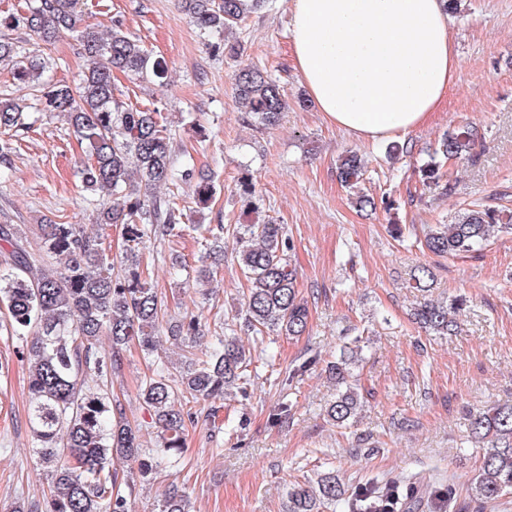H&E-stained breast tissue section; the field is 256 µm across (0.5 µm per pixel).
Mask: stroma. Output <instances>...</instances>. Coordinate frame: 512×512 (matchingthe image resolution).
<instances>
[{
	"mask_svg": "<svg viewBox=\"0 0 512 512\" xmlns=\"http://www.w3.org/2000/svg\"><path fill=\"white\" fill-rule=\"evenodd\" d=\"M81 24L126 30L168 65L166 80L117 75V99L159 109L173 139L175 163L191 162L212 175L213 200L195 198V185L178 193L194 221L282 225L294 249L288 258L309 310L307 331L266 337L253 350L259 377L247 396L224 401V425L205 419L206 404L185 432L181 471L158 474L137 487L132 512H156L169 485L186 491L193 512H283L290 483L336 471L346 485L372 478L419 475L454 483V505L419 500L414 512H512L508 503L481 505L470 493L484 450L468 434L470 412L512 402V234L492 239L466 256L437 257L419 243L426 224L452 223L458 211L479 206L512 214V0H463L450 15L459 57L458 77L428 123L398 138L405 151L389 158L385 145L366 143L330 125L307 97L294 69L288 31L291 0H271L237 30L238 59L214 55L205 35L178 0H80ZM41 54L53 66L46 78L79 83L86 67L77 33H65ZM252 64L279 82L290 101L283 119L265 128L240 108L232 73ZM23 100L27 127L15 132L14 153L0 160V224L20 230L31 253L42 255L41 226L47 221L81 225L104 239L112 252L122 246L118 226L94 222L96 194L79 169L86 158L71 127L40 110L32 87L0 70V101ZM470 125L478 134L472 160L449 165L447 186H425L417 170L444 131ZM362 154L367 168L358 190L393 201L392 210L359 212L353 190L336 179V162L347 151ZM252 176L256 209H248L238 183ZM149 281L163 296L170 321L203 314L196 349L206 348L215 319L237 326L248 282L232 248L205 253L199 239L153 237L140 248ZM434 274L433 298L465 296L453 315L458 328L432 336L411 313L422 296L411 288L419 265ZM213 281L200 279L201 268ZM359 340L363 360L353 374L366 399L357 422L337 426L326 408L336 395L325 366L344 345ZM21 343L0 329V512L38 504L47 480L32 449L28 371ZM122 368L108 390L139 428L144 447L159 441V428L139 397L150 364L137 346L123 350ZM289 374L287 387L271 385ZM286 417H277L281 402Z\"/></svg>",
	"mask_w": 512,
	"mask_h": 512,
	"instance_id": "obj_1",
	"label": "stroma"
}]
</instances>
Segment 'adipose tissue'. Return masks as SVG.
Instances as JSON below:
<instances>
[{
    "label": "adipose tissue",
    "instance_id": "1",
    "mask_svg": "<svg viewBox=\"0 0 512 512\" xmlns=\"http://www.w3.org/2000/svg\"><path fill=\"white\" fill-rule=\"evenodd\" d=\"M290 34L320 112L371 144L426 124L459 70L443 0H292Z\"/></svg>",
    "mask_w": 512,
    "mask_h": 512
}]
</instances>
